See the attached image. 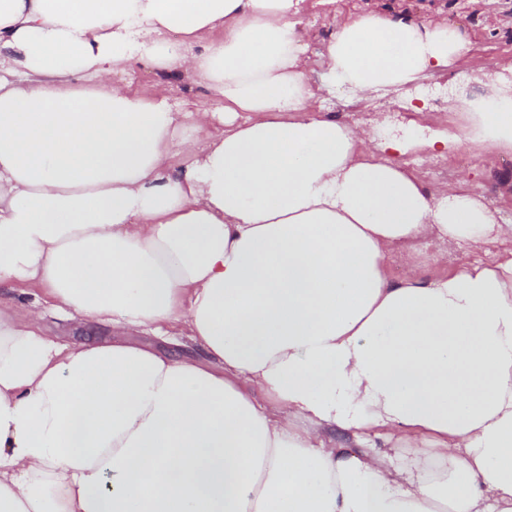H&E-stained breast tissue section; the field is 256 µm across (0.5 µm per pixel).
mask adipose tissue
<instances>
[{"instance_id": "ef3b65f1", "label": "adipose tissue", "mask_w": 512, "mask_h": 512, "mask_svg": "<svg viewBox=\"0 0 512 512\" xmlns=\"http://www.w3.org/2000/svg\"><path fill=\"white\" fill-rule=\"evenodd\" d=\"M328 2L0 0V285L214 361L62 345L0 301V512H512V249L474 257L512 224L398 161L512 152V91L421 144L328 118L314 70L354 103L467 48L367 12L314 58L298 26ZM139 64L222 110L133 92ZM432 231L471 261L392 280ZM171 95L173 102L189 105L190 108H202L216 111L221 108L220 99L208 91L204 86L185 78L172 80Z\"/></svg>"}]
</instances>
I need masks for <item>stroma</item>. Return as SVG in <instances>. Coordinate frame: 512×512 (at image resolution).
Listing matches in <instances>:
<instances>
[{
  "label": "stroma",
  "mask_w": 512,
  "mask_h": 512,
  "mask_svg": "<svg viewBox=\"0 0 512 512\" xmlns=\"http://www.w3.org/2000/svg\"><path fill=\"white\" fill-rule=\"evenodd\" d=\"M368 11L393 15H417L431 25L460 30L468 42L467 51L449 70L422 80L416 90L371 96L358 104H349L343 94L322 93L323 112L336 121L372 125L380 122L384 137L409 134L429 138L448 127H462L461 111L448 107L449 98L459 93H486L491 81L512 72V0H331L301 25L309 38L310 52L323 50L335 17ZM425 112H416V105ZM422 154L413 151L405 156L429 190L467 181L498 212L500 222L512 224V163L506 155L481 148L461 147L444 158L443 170L426 166ZM462 249L452 241L432 240L424 255L412 263L400 256L389 262V273L397 280L412 274L430 278L457 268ZM0 299L42 305L41 325L46 335L63 345L94 337L99 342L114 340L111 328L99 326L87 332L81 319L45 307L44 290L32 283L0 286Z\"/></svg>",
  "instance_id": "35a3bbf8"
}]
</instances>
